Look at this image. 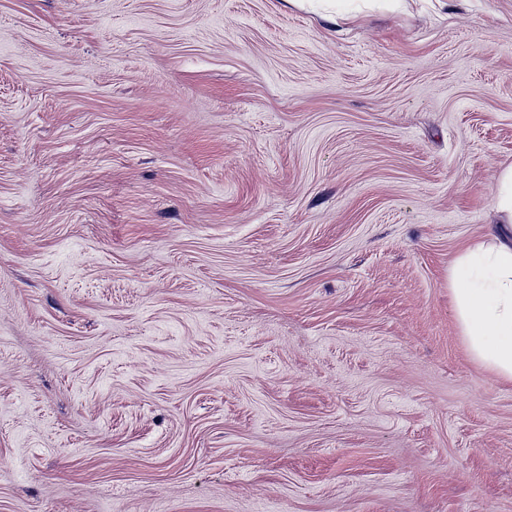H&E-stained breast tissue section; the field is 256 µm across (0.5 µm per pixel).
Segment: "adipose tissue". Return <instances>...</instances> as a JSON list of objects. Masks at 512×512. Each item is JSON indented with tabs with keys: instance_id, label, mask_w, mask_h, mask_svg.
<instances>
[{
	"instance_id": "adipose-tissue-1",
	"label": "adipose tissue",
	"mask_w": 512,
	"mask_h": 512,
	"mask_svg": "<svg viewBox=\"0 0 512 512\" xmlns=\"http://www.w3.org/2000/svg\"><path fill=\"white\" fill-rule=\"evenodd\" d=\"M490 243L460 251L449 269L456 325L473 361L512 381V166L496 175Z\"/></svg>"
}]
</instances>
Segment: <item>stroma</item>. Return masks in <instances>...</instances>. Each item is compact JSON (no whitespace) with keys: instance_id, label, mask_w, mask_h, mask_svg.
Masks as SVG:
<instances>
[{"instance_id":"35a3bbf8","label":"stroma","mask_w":512,"mask_h":512,"mask_svg":"<svg viewBox=\"0 0 512 512\" xmlns=\"http://www.w3.org/2000/svg\"><path fill=\"white\" fill-rule=\"evenodd\" d=\"M510 165L512 0H0V512H512ZM489 244L460 251L449 269L456 325L473 361L512 381V166L496 175Z\"/></svg>"}]
</instances>
